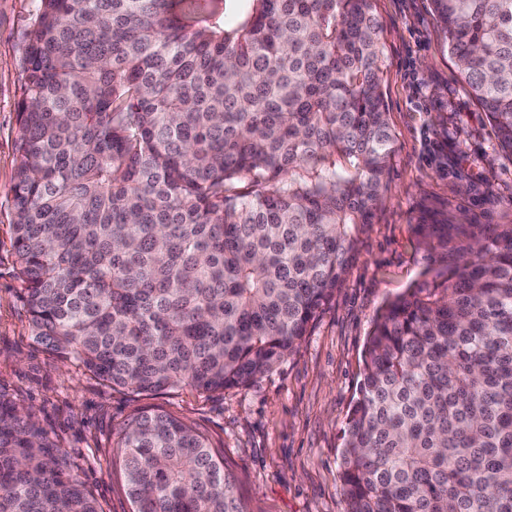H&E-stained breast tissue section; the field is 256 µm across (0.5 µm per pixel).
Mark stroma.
Returning <instances> with one entry per match:
<instances>
[{
    "label": "stroma",
    "instance_id": "1",
    "mask_svg": "<svg viewBox=\"0 0 512 512\" xmlns=\"http://www.w3.org/2000/svg\"><path fill=\"white\" fill-rule=\"evenodd\" d=\"M383 26L384 95L394 135L386 200L359 237L342 288L295 349L256 383L220 394L183 384L111 387L31 333L11 247L17 104L34 0H0V396L32 412L101 512H131L113 462L121 428L160 407L204 434L248 512H345L342 443L380 309L442 264L418 224H512V155L463 87L430 0H373Z\"/></svg>",
    "mask_w": 512,
    "mask_h": 512
}]
</instances>
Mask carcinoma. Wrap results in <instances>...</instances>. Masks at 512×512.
Here are the masks:
<instances>
[{
    "mask_svg": "<svg viewBox=\"0 0 512 512\" xmlns=\"http://www.w3.org/2000/svg\"><path fill=\"white\" fill-rule=\"evenodd\" d=\"M11 246L32 336L138 393L253 383L344 283L394 151L372 0H35ZM512 155V0H431ZM447 259L376 318L345 512H512V224H419ZM132 512H246L200 432L123 428ZM0 512H99L0 398Z\"/></svg>",
    "mask_w": 512,
    "mask_h": 512,
    "instance_id": "cac0c4a2",
    "label": "carcinoma"
}]
</instances>
